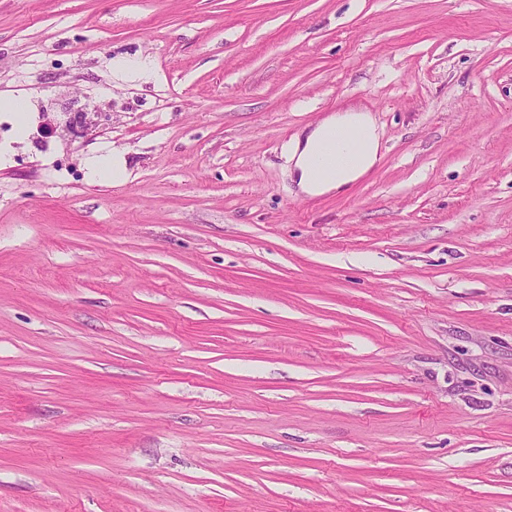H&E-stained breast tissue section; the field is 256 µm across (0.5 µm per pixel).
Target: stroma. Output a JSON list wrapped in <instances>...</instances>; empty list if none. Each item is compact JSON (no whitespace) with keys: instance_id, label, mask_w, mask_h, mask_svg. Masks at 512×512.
Wrapping results in <instances>:
<instances>
[{"instance_id":"stroma-1","label":"stroma","mask_w":512,"mask_h":512,"mask_svg":"<svg viewBox=\"0 0 512 512\" xmlns=\"http://www.w3.org/2000/svg\"><path fill=\"white\" fill-rule=\"evenodd\" d=\"M12 97L0 512H512V0H0ZM337 131L354 132L359 137L351 161L334 170L317 171V163L331 146ZM380 137L369 112L356 109L330 114L294 137L289 150L294 180L307 196H320L347 190L378 162Z\"/></svg>"}]
</instances>
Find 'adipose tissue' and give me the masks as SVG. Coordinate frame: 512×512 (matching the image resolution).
<instances>
[{"instance_id":"1","label":"adipose tissue","mask_w":512,"mask_h":512,"mask_svg":"<svg viewBox=\"0 0 512 512\" xmlns=\"http://www.w3.org/2000/svg\"><path fill=\"white\" fill-rule=\"evenodd\" d=\"M380 137L367 112L348 109L328 115L289 150L294 179L307 196L347 190L378 162Z\"/></svg>"}]
</instances>
